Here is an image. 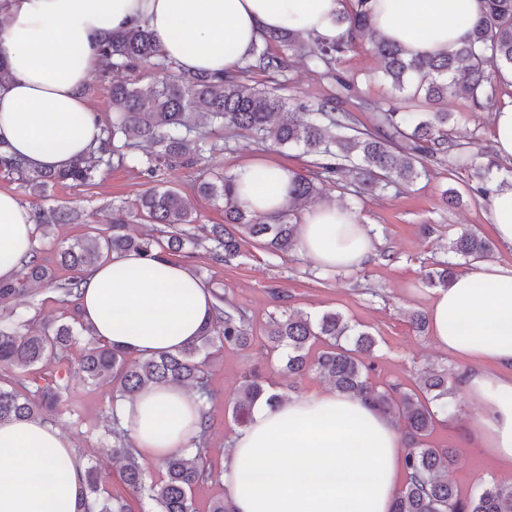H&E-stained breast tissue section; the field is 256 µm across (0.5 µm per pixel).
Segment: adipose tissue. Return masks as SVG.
<instances>
[{
	"label": "adipose tissue",
	"mask_w": 512,
	"mask_h": 512,
	"mask_svg": "<svg viewBox=\"0 0 512 512\" xmlns=\"http://www.w3.org/2000/svg\"><path fill=\"white\" fill-rule=\"evenodd\" d=\"M343 0H10L0 28V141L35 168H63L97 149L103 130L82 88L97 49L147 25L164 55L189 73L234 72L261 36L279 30L339 35ZM376 39L408 55L455 48L482 0H369ZM264 182H255V172ZM237 202L265 215L290 202L288 167L251 162L237 171ZM300 247L314 266L361 267L374 253L365 224L336 203L307 208ZM35 232L31 210L0 191V280L14 279ZM213 295L185 264L130 252L102 262L82 284L80 315L97 336L141 356L192 342ZM435 345L475 360L462 388L482 407L464 431L512 470V267L478 264L439 289L428 309ZM146 461L186 450L198 405L175 385L149 386L121 408ZM407 475L399 432L363 400L333 388L257 403L233 438L224 484L233 512H392ZM84 465L59 428L39 418L0 422V512H75Z\"/></svg>",
	"instance_id": "adipose-tissue-1"
}]
</instances>
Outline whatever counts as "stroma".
<instances>
[{
  "label": "stroma",
  "mask_w": 512,
  "mask_h": 512,
  "mask_svg": "<svg viewBox=\"0 0 512 512\" xmlns=\"http://www.w3.org/2000/svg\"><path fill=\"white\" fill-rule=\"evenodd\" d=\"M343 75L355 78L359 96L383 102L392 95L383 78L379 59L372 52L369 37L359 38L353 51L338 65ZM161 72L150 64L134 70L110 73L92 72L83 89L89 104L102 124L112 121L111 89L113 82L127 81L148 89L160 80ZM251 83L264 88H276L278 94L290 100L309 104L334 95V79L315 69L306 58L294 55L284 74L251 73ZM495 94L488 108L475 109L461 97L449 98L445 111L458 115L457 123L449 125L448 136L469 151L494 150L490 117L494 110L512 102V80L496 81ZM214 150L205 152L193 166L172 164L161 167L150 177L126 166H114L104 171L94 185L73 187L58 184L49 188L45 198H36L19 180L0 174V191L17 195L28 207L69 204L85 214L81 224H64L48 230H37L34 247L42 257L54 259L57 249L85 233L87 226L107 228L115 207L132 206L137 197L155 187L177 189L195 210L198 223L220 224L224 221V205L199 195L197 185L204 172L236 173L253 158H265L288 165L301 174L313 170V158L302 149L258 145L247 135L217 130L213 135ZM429 174L401 192H386L379 197H356L343 185H328L325 201L347 206L369 224L376 242V254L361 268L327 271L314 267L301 250L273 258L261 244L245 239L240 257L230 263H213L206 250L172 254V261L186 264L210 290L223 293L226 300L243 308L249 317L253 343L243 350L228 349L211 369L210 385L213 397L208 404L212 426L201 447L216 467H223L224 455L238 428L226 411V403L238 388L247 371L266 379L280 393L308 395L321 391L326 383L309 373L288 378L280 372L278 363L263 345L262 336L272 318L286 311H299L316 317L327 311L342 313L351 325L372 332L377 339L372 361L373 382L384 386L399 385L414 388L420 372L428 367L445 366L455 373L468 370V358L448 353L436 347L429 333H419L408 321L412 312H427L434 286L425 281L426 273L437 262L446 260L444 246L462 230L468 229L483 237H491V214L482 199L469 191L471 174L455 169L452 157L428 164ZM457 188L463 203L450 209L442 202V193ZM63 312L57 290L37 285L18 298L14 316L49 323ZM80 349H73L65 366L51 363L38 367L41 377L59 374L64 386L63 402L49 417L70 439L85 464L96 465L107 480L113 495H126L117 466L109 449L112 438L106 432L111 417V390L106 385L85 381L79 370ZM480 408L463 391L448 398V413L429 437L430 445L454 448L458 457L451 477L461 495L476 494L491 481H512V471L504 472L476 447H465L463 429L466 420L478 414Z\"/></svg>",
  "instance_id": "stroma-1"
}]
</instances>
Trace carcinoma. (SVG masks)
<instances>
[{"mask_svg": "<svg viewBox=\"0 0 512 512\" xmlns=\"http://www.w3.org/2000/svg\"><path fill=\"white\" fill-rule=\"evenodd\" d=\"M367 4L368 0H354L352 9L338 14L336 24L344 32L334 39L311 35L305 43L291 31L263 35L253 46L247 64L235 73L180 72L158 81L146 93L127 83L112 84L115 116L106 138L90 155L64 169L30 168L0 143V171L16 177L37 196L57 183L90 185L114 161L151 177L164 165L193 164L207 151L208 133L216 128L242 131L261 143L300 147L316 157L317 168L313 178L294 175L291 204L272 216L242 208L235 199V177L215 175L200 180L198 193L224 201L222 224L196 223L190 205L177 191L153 189L142 194L133 209L141 219L162 225L160 233L165 240L132 235L126 220L116 218L110 233L88 234L61 246L53 266L32 250V258L23 264L19 277L0 281V318L13 316L11 304L26 293L30 284L58 289L59 302L66 311L51 326H37L27 320L0 327V365L27 373L52 359L61 363L85 337L80 368L90 383L111 386L112 406L133 398L149 385L175 384L194 389L204 435L210 427L206 404L212 399L208 367L224 349H244L251 344L253 337L245 313L224 303V296L216 293L214 316L195 341L175 351L143 357L99 339L92 326L82 320L79 299L85 273L113 254L137 252L162 257L166 252L200 247L214 263L224 264L240 255L241 241L246 237L262 242L270 256L281 257L299 246V224L291 221L292 211L317 198L326 186L342 182L354 187L359 195L387 189L398 192L428 175V161L448 154L454 155L457 168L474 172L478 178L474 191L489 199L495 161L479 163L477 155L448 138L450 113L419 112L414 102L431 106L453 95L481 108L493 97L492 79L512 74V0H485L484 11L477 19L461 20L469 28L467 37L444 55L410 57L399 45L373 40V51L396 96L384 106L360 100V108L374 113L372 127L362 128L353 113L343 108L353 97L355 81L339 74L337 66L356 41L371 32ZM271 42L305 55L313 67L333 77L336 95L321 100L307 112H295L273 90L250 84L247 75L251 72L279 75L289 67L287 56L268 50ZM99 56L105 72L151 62L170 68L154 35L142 24L112 36L99 48ZM130 134L154 150L145 155L120 151L115 140ZM33 219L43 228L78 224L81 214L74 207L56 206L36 209ZM448 251L465 260H486L493 254L490 242L471 230L452 239ZM57 266L71 272L61 283L56 277ZM455 275V263L441 262L427 274V282L445 288ZM349 331L338 312H326L316 319L286 312L272 319L264 340L270 353L284 354L282 370L288 376L313 372L338 392L374 405L395 424L406 448L408 477L396 492L394 512H512V482L493 481L479 493L464 497L450 478L454 449L435 448L426 442L456 386L455 375L441 366L425 371L415 392L391 384L380 387L368 375L372 364L365 363L374 354L376 338L366 330L358 331L353 334V346L347 348L340 340ZM261 400L273 407L280 395L271 392L260 375H244L228 400L234 423L246 426ZM61 401L60 385L54 381L23 393L0 387V421L42 419ZM109 433L110 453L122 463L123 481L133 497L149 500L154 512H198L195 489L214 475L201 449L166 458L165 477L155 481L147 477L132 446L130 431L115 410ZM84 480V512H132L126 499L106 490L105 478L94 467L85 470Z\"/></svg>", "mask_w": 512, "mask_h": 512, "instance_id": "cac0c4a2", "label": "carcinoma"}]
</instances>
